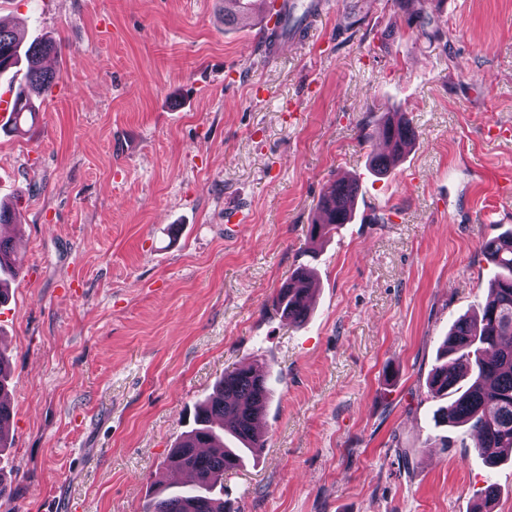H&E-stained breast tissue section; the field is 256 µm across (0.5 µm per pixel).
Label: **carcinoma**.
<instances>
[{"instance_id": "cac0c4a2", "label": "carcinoma", "mask_w": 512, "mask_h": 512, "mask_svg": "<svg viewBox=\"0 0 512 512\" xmlns=\"http://www.w3.org/2000/svg\"><path fill=\"white\" fill-rule=\"evenodd\" d=\"M409 30L429 38L440 36L438 18L431 13H414L406 18ZM58 44L44 40L25 43L14 28L0 25V73L26 62L24 84L16 92L15 124L34 114L32 96L51 92L59 76L41 65L57 52ZM372 133L392 145L391 153L376 154L371 162L383 173L397 163L415 140L409 120L402 116L367 122ZM358 185L336 179L317 205V218L307 225L310 244L322 243L332 231L348 224ZM482 252L495 268L490 294L480 316L462 318L443 341L441 358L428 379L434 398L447 405L435 410L436 421L469 426L474 448L489 464L512 451V231L485 241ZM10 240L0 236V272L17 275ZM311 272L298 266L278 288L273 309L290 324L302 322L311 308ZM255 367L243 365L224 373L212 393L196 407L195 427L170 450L167 466H185L193 484L173 494L158 487L142 506V512H227L224 508V473L239 468L247 455L265 446L264 432L255 425L264 404L272 396L268 383L254 378ZM9 360L0 354V449L7 446L12 410L8 403Z\"/></svg>"}]
</instances>
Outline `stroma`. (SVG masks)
<instances>
[{
	"mask_svg": "<svg viewBox=\"0 0 512 512\" xmlns=\"http://www.w3.org/2000/svg\"><path fill=\"white\" fill-rule=\"evenodd\" d=\"M443 34L408 32L407 13ZM51 39L59 79L30 131L0 127V201L21 270L0 305L12 366L0 512H142L195 404L265 370L266 446L224 476L233 512H512V458L435 425L441 343L479 312L495 214L512 228V0H332L274 58L262 10L224 0H0ZM416 138L372 174L366 115ZM351 223L305 229L336 178ZM315 276L300 324L272 298ZM408 449L409 461L399 452Z\"/></svg>",
	"mask_w": 512,
	"mask_h": 512,
	"instance_id": "obj_1",
	"label": "stroma"
}]
</instances>
